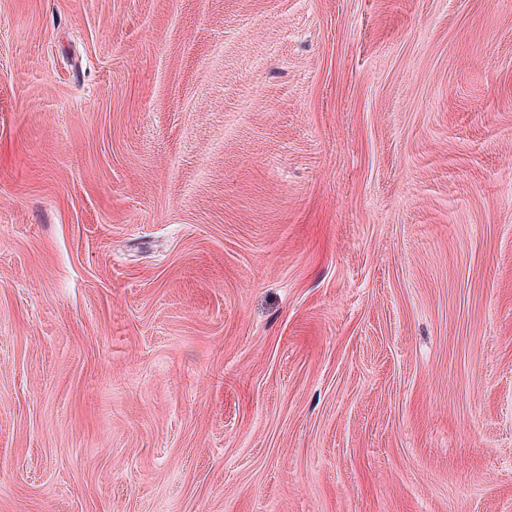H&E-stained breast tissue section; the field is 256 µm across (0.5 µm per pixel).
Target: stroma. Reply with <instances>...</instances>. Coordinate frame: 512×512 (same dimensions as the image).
<instances>
[{"label": "stroma", "mask_w": 512, "mask_h": 512, "mask_svg": "<svg viewBox=\"0 0 512 512\" xmlns=\"http://www.w3.org/2000/svg\"><path fill=\"white\" fill-rule=\"evenodd\" d=\"M0 512H512V0H0Z\"/></svg>", "instance_id": "35a3bbf8"}]
</instances>
